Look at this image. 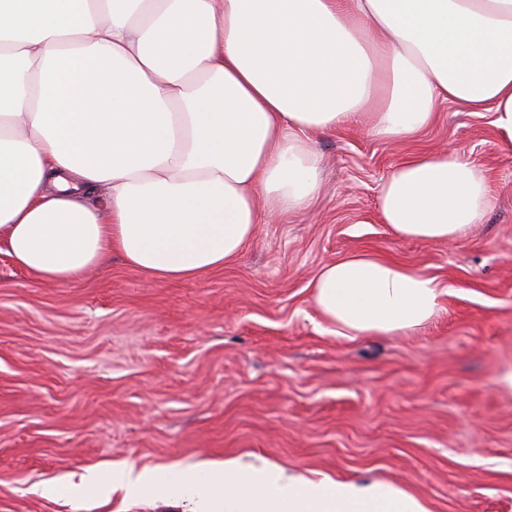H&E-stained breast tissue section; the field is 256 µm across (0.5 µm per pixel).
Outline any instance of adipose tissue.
<instances>
[{"label":"adipose tissue","instance_id":"adipose-tissue-1","mask_svg":"<svg viewBox=\"0 0 512 512\" xmlns=\"http://www.w3.org/2000/svg\"><path fill=\"white\" fill-rule=\"evenodd\" d=\"M449 103L493 113L512 145V0H0V244L45 282L115 252L155 280L195 278L235 262L272 213L311 204L314 137L363 118L406 141ZM488 206L484 167L447 148L403 159L378 190L407 240L458 241ZM311 288L351 339L414 330L443 294L367 253ZM80 484L189 512H428L390 484L259 456L115 462Z\"/></svg>","mask_w":512,"mask_h":512}]
</instances>
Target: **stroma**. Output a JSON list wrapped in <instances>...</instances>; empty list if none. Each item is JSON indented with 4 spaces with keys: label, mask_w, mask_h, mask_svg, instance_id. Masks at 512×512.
I'll return each mask as SVG.
<instances>
[{
    "label": "stroma",
    "mask_w": 512,
    "mask_h": 512,
    "mask_svg": "<svg viewBox=\"0 0 512 512\" xmlns=\"http://www.w3.org/2000/svg\"><path fill=\"white\" fill-rule=\"evenodd\" d=\"M493 119L451 104L406 142L364 121L317 137L313 204L258 225L235 263L194 279L157 281L115 255L46 283L1 251L0 512H186L100 501L64 478L252 454L389 483L430 512H512V146ZM447 145L487 171L483 221L453 243L396 237L380 182ZM361 252L435 277L437 317L402 335H337L310 282Z\"/></svg>",
    "instance_id": "1"
}]
</instances>
